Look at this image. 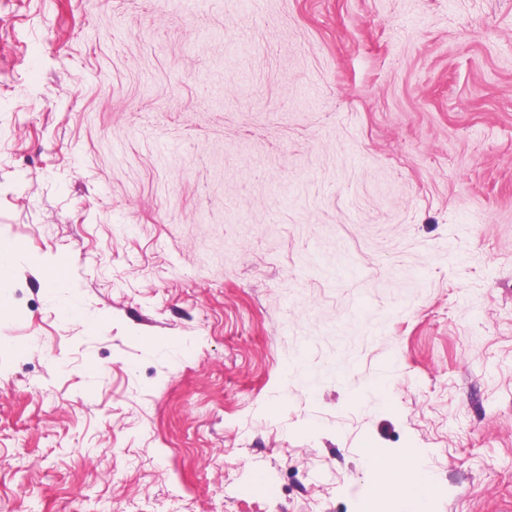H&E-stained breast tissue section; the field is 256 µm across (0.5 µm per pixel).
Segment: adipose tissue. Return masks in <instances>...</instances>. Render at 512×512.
Listing matches in <instances>:
<instances>
[{
    "label": "adipose tissue",
    "mask_w": 512,
    "mask_h": 512,
    "mask_svg": "<svg viewBox=\"0 0 512 512\" xmlns=\"http://www.w3.org/2000/svg\"><path fill=\"white\" fill-rule=\"evenodd\" d=\"M372 481L368 499L372 512H388L392 501L409 499L414 512H430L433 482L427 477L425 455L416 448L392 455L379 448L363 449Z\"/></svg>",
    "instance_id": "1"
}]
</instances>
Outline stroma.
Masks as SVG:
<instances>
[{
    "label": "stroma",
    "mask_w": 512,
    "mask_h": 512,
    "mask_svg": "<svg viewBox=\"0 0 512 512\" xmlns=\"http://www.w3.org/2000/svg\"><path fill=\"white\" fill-rule=\"evenodd\" d=\"M1 243L0 512H512V0H0ZM361 453L372 472L370 507L365 511H390L393 499L401 498L410 500L412 511H431L433 480L422 451L404 448L392 455L381 448H365Z\"/></svg>",
    "instance_id": "35a3bbf8"
}]
</instances>
